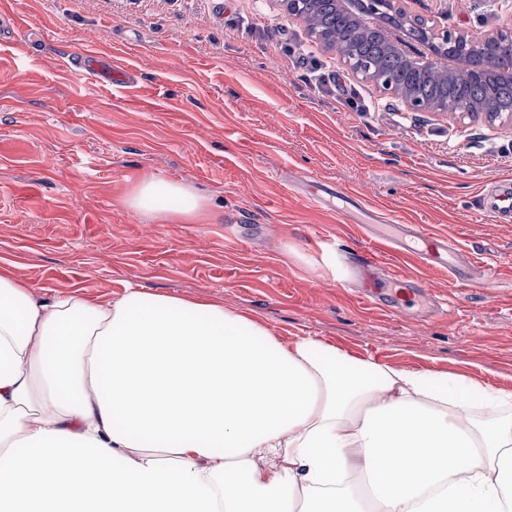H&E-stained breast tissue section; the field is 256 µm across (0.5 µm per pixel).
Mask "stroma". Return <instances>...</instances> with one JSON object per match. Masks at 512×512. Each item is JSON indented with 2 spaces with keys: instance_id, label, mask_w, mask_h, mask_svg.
I'll return each instance as SVG.
<instances>
[{
  "instance_id": "stroma-1",
  "label": "stroma",
  "mask_w": 512,
  "mask_h": 512,
  "mask_svg": "<svg viewBox=\"0 0 512 512\" xmlns=\"http://www.w3.org/2000/svg\"><path fill=\"white\" fill-rule=\"evenodd\" d=\"M439 26L480 31L512 0H413ZM0 273L56 294L108 300L126 285L210 298L292 340L318 336L351 356L438 371L512 393V223L477 208L512 180V123L407 112L283 0H0ZM300 43L321 67L289 58ZM76 53L121 65L125 84L72 70ZM355 92L353 106L336 99ZM191 186L205 220L165 224L126 199L147 178ZM316 177L424 224L475 260L460 284L404 257L403 275L442 303L360 294L366 233ZM338 251L328 258L326 240Z\"/></svg>"
}]
</instances>
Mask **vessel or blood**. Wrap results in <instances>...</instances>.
Listing matches in <instances>:
<instances>
[{"label": "vessel or blood", "mask_w": 512, "mask_h": 512, "mask_svg": "<svg viewBox=\"0 0 512 512\" xmlns=\"http://www.w3.org/2000/svg\"><path fill=\"white\" fill-rule=\"evenodd\" d=\"M72 64L77 69L92 73L102 83L115 82L120 75L117 67L97 60L91 54L73 58ZM306 196L312 204L317 206L334 198L341 200V211L349 219L359 214L373 224H397L394 215L377 212L363 195L345 192L342 188L326 181H312ZM479 209L482 214L497 221L511 223L512 181L496 183L486 190L479 200ZM398 226V233L376 237L374 241L376 252L384 251L394 258L409 255L423 264L445 268L452 273L456 272V255L447 238L433 234L422 224H398Z\"/></svg>", "instance_id": "vessel-or-blood-1"}]
</instances>
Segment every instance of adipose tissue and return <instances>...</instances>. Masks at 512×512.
I'll use <instances>...</instances> for the list:
<instances>
[{
    "mask_svg": "<svg viewBox=\"0 0 512 512\" xmlns=\"http://www.w3.org/2000/svg\"><path fill=\"white\" fill-rule=\"evenodd\" d=\"M126 203L205 207L155 178ZM0 512H512V393L219 303L0 275Z\"/></svg>",
    "mask_w": 512,
    "mask_h": 512,
    "instance_id": "1",
    "label": "adipose tissue"
}]
</instances>
